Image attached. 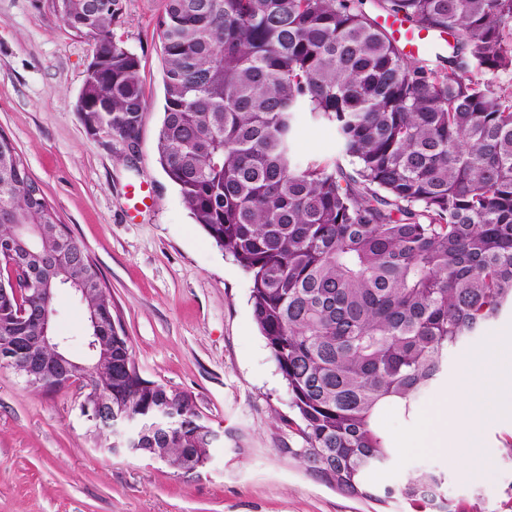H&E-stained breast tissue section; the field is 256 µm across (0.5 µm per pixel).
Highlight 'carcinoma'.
<instances>
[{
	"instance_id": "1",
	"label": "carcinoma",
	"mask_w": 512,
	"mask_h": 512,
	"mask_svg": "<svg viewBox=\"0 0 512 512\" xmlns=\"http://www.w3.org/2000/svg\"><path fill=\"white\" fill-rule=\"evenodd\" d=\"M120 0H55L62 24L93 41L77 110L85 125L139 137L140 62L114 37ZM162 0L164 105L158 160L196 223L251 276L254 320L288 388L299 447L281 452L350 496L400 495L412 512H481L448 504L447 476L402 487L373 473L392 457L378 418L410 419L444 373L448 350L512 306V0ZM401 16L453 37L448 56L404 53L378 24ZM307 115L336 134L339 156L294 151ZM348 159L343 164L341 158ZM12 142L0 135V241L22 225L10 260L47 291L16 294L4 269L0 339L25 306L55 312L57 289L84 300L89 335L112 372L85 380L82 416L109 443L114 415L172 425L150 433L192 471L223 438L192 395L142 378L112 293Z\"/></svg>"
}]
</instances>
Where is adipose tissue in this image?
I'll use <instances>...</instances> for the list:
<instances>
[{
  "label": "adipose tissue",
  "mask_w": 512,
  "mask_h": 512,
  "mask_svg": "<svg viewBox=\"0 0 512 512\" xmlns=\"http://www.w3.org/2000/svg\"><path fill=\"white\" fill-rule=\"evenodd\" d=\"M506 389H512V339L492 341L473 355L449 395L435 409L438 433L428 440L418 439V447L452 448V463L466 475L478 477L484 460L476 429L497 412Z\"/></svg>",
  "instance_id": "ef3b65f1"
}]
</instances>
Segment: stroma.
I'll return each instance as SVG.
<instances>
[{
  "instance_id": "1",
  "label": "stroma",
  "mask_w": 512,
  "mask_h": 512,
  "mask_svg": "<svg viewBox=\"0 0 512 512\" xmlns=\"http://www.w3.org/2000/svg\"><path fill=\"white\" fill-rule=\"evenodd\" d=\"M161 0H122L113 26L140 60L146 110L134 150L93 135L77 101L93 45L65 28L53 0H0V133L8 137L62 222L86 246L112 292L141 376L194 397L223 435L202 469L185 474L146 457L94 447L77 391L44 393L0 368V512H409L343 495L281 454L292 435L288 391L253 318L248 275L185 207L158 162L163 103ZM302 159L337 155L334 131L302 120ZM146 183L150 197L129 192ZM53 332L77 359L88 354L84 307L59 289ZM512 338V313L448 352L443 377L423 392L413 419L386 405L379 422L395 450L378 484L400 487L414 473H447L453 502L507 512L512 488V408L478 428L490 466L482 479L450 467L445 451L409 448L432 427L430 413L472 354Z\"/></svg>"
}]
</instances>
